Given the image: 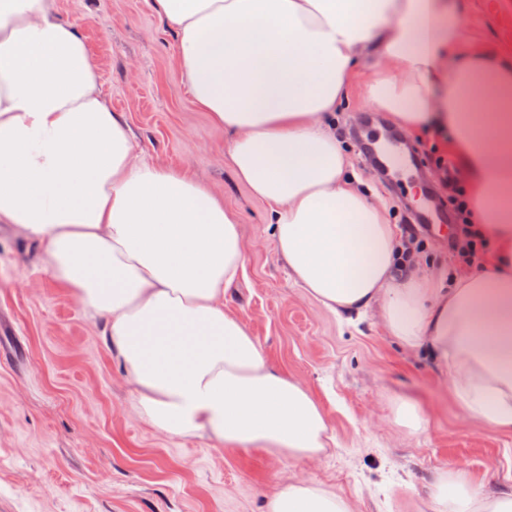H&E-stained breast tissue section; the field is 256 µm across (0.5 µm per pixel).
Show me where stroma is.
<instances>
[{"label":"stroma","mask_w":512,"mask_h":512,"mask_svg":"<svg viewBox=\"0 0 512 512\" xmlns=\"http://www.w3.org/2000/svg\"><path fill=\"white\" fill-rule=\"evenodd\" d=\"M464 24L462 50L512 63V0H450ZM77 23L113 111L123 113L146 159L187 173L239 212L246 268L224 297L270 362L303 383L336 432L327 456L297 464L260 452L218 449L206 438L157 431L135 412L120 360L102 323L59 288L32 237L0 224V321L13 326L25 369L0 358V512H266L282 486L307 480L354 512H430L425 486L457 465L495 485L512 465V432L463 422L444 375L386 337L375 315L339 322L292 277L267 206L226 160L230 133L199 111L178 61V37L154 0H54ZM376 59L363 51L332 127L371 197L411 206L428 191L449 212L440 181L442 131L411 136L421 164L412 184L385 183L353 130L397 126L366 100ZM416 399L429 420L420 435L389 422L390 401Z\"/></svg>","instance_id":"1"}]
</instances>
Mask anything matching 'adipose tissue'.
<instances>
[{
    "label": "adipose tissue",
    "instance_id": "adipose-tissue-1",
    "mask_svg": "<svg viewBox=\"0 0 512 512\" xmlns=\"http://www.w3.org/2000/svg\"><path fill=\"white\" fill-rule=\"evenodd\" d=\"M180 36L196 106L234 134L227 161L268 206L293 278L339 320L377 311L426 351L464 419L512 432V67L456 54L446 0H155ZM377 44L367 95L410 132L450 133L492 252L462 277L398 281L407 254L386 207L359 192L330 132L348 75ZM238 213L145 160L78 28L53 0H0V224L43 247L46 272L103 323L151 426L294 461L336 445L327 415L277 370L224 293L245 271ZM433 512H512V474L476 488L451 466ZM267 512H353L290 483Z\"/></svg>",
    "mask_w": 512,
    "mask_h": 512
}]
</instances>
